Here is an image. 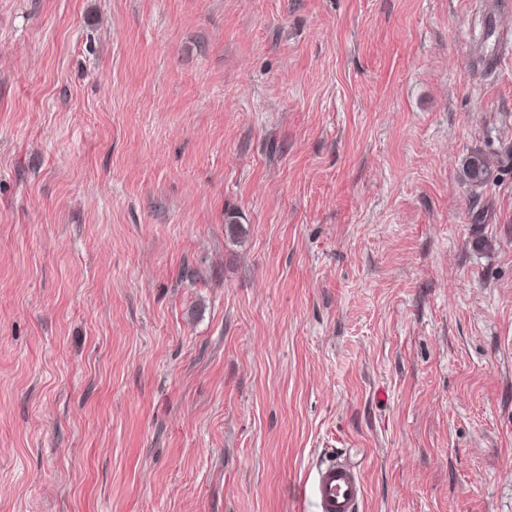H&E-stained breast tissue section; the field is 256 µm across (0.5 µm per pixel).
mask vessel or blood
<instances>
[{
    "label": "vessel or blood",
    "mask_w": 512,
    "mask_h": 512,
    "mask_svg": "<svg viewBox=\"0 0 512 512\" xmlns=\"http://www.w3.org/2000/svg\"><path fill=\"white\" fill-rule=\"evenodd\" d=\"M308 492L318 512H360L365 487L356 467L338 457L316 466Z\"/></svg>",
    "instance_id": "b4317fda"
}]
</instances>
